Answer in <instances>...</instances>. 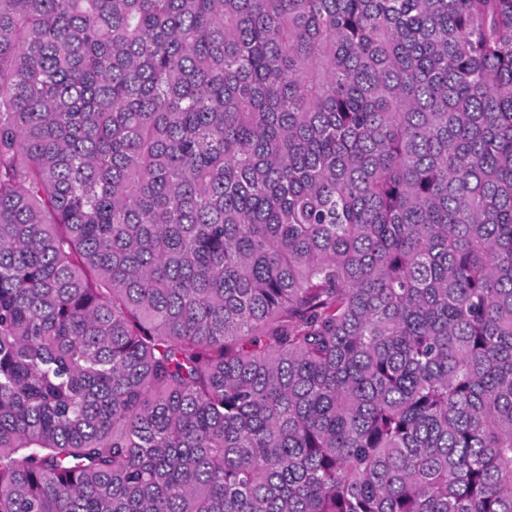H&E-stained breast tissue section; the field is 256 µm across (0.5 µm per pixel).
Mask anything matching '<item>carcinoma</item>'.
<instances>
[{"mask_svg":"<svg viewBox=\"0 0 512 512\" xmlns=\"http://www.w3.org/2000/svg\"><path fill=\"white\" fill-rule=\"evenodd\" d=\"M0 512H512V0H0Z\"/></svg>","mask_w":512,"mask_h":512,"instance_id":"obj_1","label":"carcinoma"}]
</instances>
